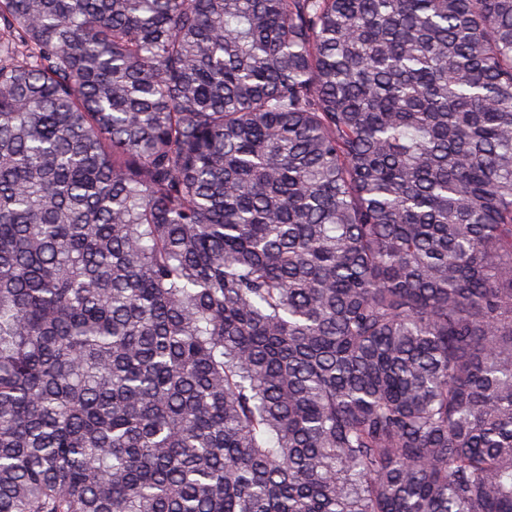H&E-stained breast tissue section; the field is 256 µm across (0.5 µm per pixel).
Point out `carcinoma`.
Masks as SVG:
<instances>
[{
    "label": "carcinoma",
    "mask_w": 512,
    "mask_h": 512,
    "mask_svg": "<svg viewBox=\"0 0 512 512\" xmlns=\"http://www.w3.org/2000/svg\"><path fill=\"white\" fill-rule=\"evenodd\" d=\"M0 512H512V0H0Z\"/></svg>",
    "instance_id": "carcinoma-1"
}]
</instances>
